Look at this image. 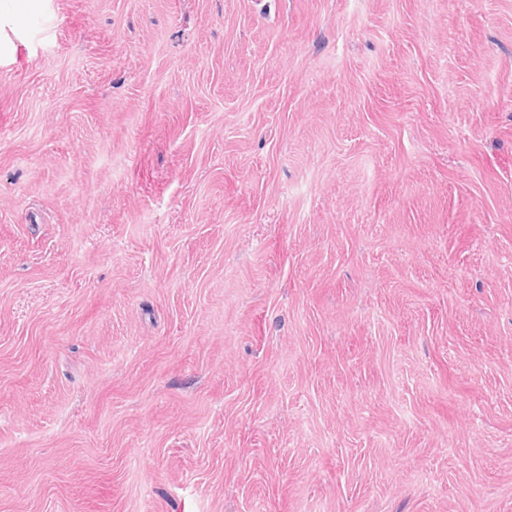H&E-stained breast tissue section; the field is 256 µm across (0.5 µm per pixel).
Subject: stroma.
<instances>
[{
    "instance_id": "35a3bbf8",
    "label": "stroma",
    "mask_w": 512,
    "mask_h": 512,
    "mask_svg": "<svg viewBox=\"0 0 512 512\" xmlns=\"http://www.w3.org/2000/svg\"><path fill=\"white\" fill-rule=\"evenodd\" d=\"M0 30V512H512V0Z\"/></svg>"
}]
</instances>
